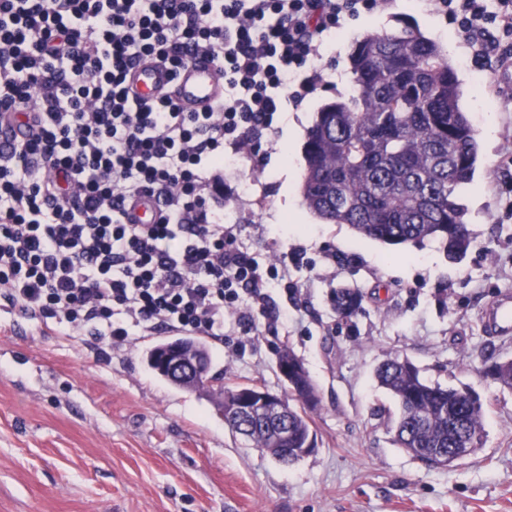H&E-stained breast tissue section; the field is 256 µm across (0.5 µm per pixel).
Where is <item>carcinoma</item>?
<instances>
[{
    "label": "carcinoma",
    "instance_id": "1",
    "mask_svg": "<svg viewBox=\"0 0 512 512\" xmlns=\"http://www.w3.org/2000/svg\"><path fill=\"white\" fill-rule=\"evenodd\" d=\"M355 95L323 105L307 131L302 195L329 224H347L381 243H438L452 260L474 245L461 192L480 158L477 131L461 104V81L440 45L411 24L356 41L349 56ZM361 294L341 288L332 305L350 317ZM512 391V358L484 369ZM378 385L399 405L394 442L431 466L438 449L480 448L485 405L467 387L432 384L408 358L377 366ZM288 441L274 444L268 426L254 447L284 460L289 448H315L310 413L319 396L307 370L288 385Z\"/></svg>",
    "mask_w": 512,
    "mask_h": 512
}]
</instances>
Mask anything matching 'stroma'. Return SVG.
Masks as SVG:
<instances>
[{
	"instance_id": "stroma-1",
	"label": "stroma",
	"mask_w": 512,
	"mask_h": 512,
	"mask_svg": "<svg viewBox=\"0 0 512 512\" xmlns=\"http://www.w3.org/2000/svg\"><path fill=\"white\" fill-rule=\"evenodd\" d=\"M410 20L434 39L462 82L482 163L465 192L476 243L453 263L436 244L390 247L314 217L302 197L303 145L319 107L354 94L349 54L362 37ZM323 82L280 113L262 143L269 164L221 171L224 221L259 262L304 250L294 297L271 289L287 327L205 337L220 384L288 390L278 354L292 350L315 381L318 447L285 465L232 433L207 392L168 384L145 353L172 331L133 330L110 348L84 332L23 314L0 299V512H512V392L486 376L512 357V336L486 331L483 311L512 290V222L499 223L512 177V69L480 59L448 19L418 0L387 6L330 33ZM363 294L343 318L329 296ZM411 359L433 383L469 387L486 406L485 445L449 469L426 466L392 441L398 406L374 381L384 359Z\"/></svg>"
}]
</instances>
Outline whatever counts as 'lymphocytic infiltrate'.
<instances>
[{
  "mask_svg": "<svg viewBox=\"0 0 512 512\" xmlns=\"http://www.w3.org/2000/svg\"><path fill=\"white\" fill-rule=\"evenodd\" d=\"M388 0H0V297L108 345L131 329L223 338L250 332L252 306L291 288L290 260L261 265L238 244L206 177L246 154L263 166L274 118L322 76L325 37ZM512 63V0H425ZM221 65L224 100L181 112L139 103L127 66ZM155 224L133 223L142 194Z\"/></svg>",
  "mask_w": 512,
  "mask_h": 512,
  "instance_id": "1",
  "label": "lymphocytic infiltrate"
}]
</instances>
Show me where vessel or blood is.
<instances>
[{
    "mask_svg": "<svg viewBox=\"0 0 512 512\" xmlns=\"http://www.w3.org/2000/svg\"><path fill=\"white\" fill-rule=\"evenodd\" d=\"M134 98L150 103L169 97L182 111L205 112L224 98V78L211 58L198 55L171 72L161 61L143 62L128 73ZM487 330L493 336L512 335V291L501 293L484 311Z\"/></svg>",
    "mask_w": 512,
    "mask_h": 512,
    "instance_id": "1",
    "label": "vessel or blood"
}]
</instances>
